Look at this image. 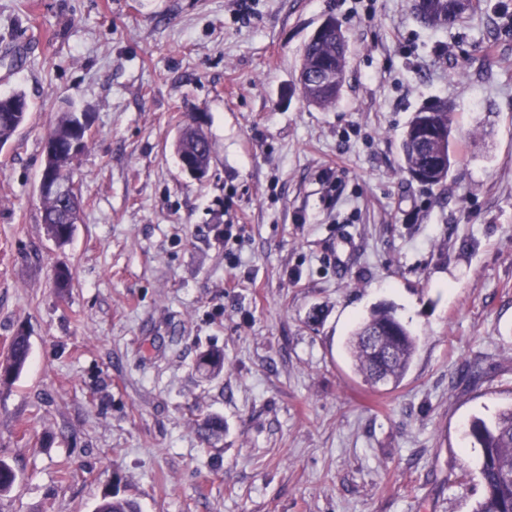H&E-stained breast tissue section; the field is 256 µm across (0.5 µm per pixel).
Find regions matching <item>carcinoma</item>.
Segmentation results:
<instances>
[{"label": "carcinoma", "instance_id": "cac0c4a2", "mask_svg": "<svg viewBox=\"0 0 512 512\" xmlns=\"http://www.w3.org/2000/svg\"><path fill=\"white\" fill-rule=\"evenodd\" d=\"M480 0H466L459 5L458 0H427L425 8L417 12L424 24L437 28H450L458 24L464 15L478 7ZM302 57L304 65L313 70L321 66H334L346 72L347 46L345 41L326 36L320 42L305 45ZM300 93L308 103L318 107H328L337 103L342 89L322 92L307 84L300 86ZM432 121L445 132L443 156H438L435 147L428 139L415 131L419 113L409 120L401 138L403 169L409 174L416 171H434L442 167V172H434L426 181L428 186H444L452 164L454 153L452 144L457 131L455 112L451 104L437 100L433 102ZM29 105L26 94L15 91L0 95V149L8 144L18 128L28 117ZM82 112L65 110L58 113L49 137L66 146L84 126ZM174 151L179 157H192L210 167L212 146L203 129L195 122L184 126L174 142ZM74 165L70 154L61 150L47 153L44 157L43 173L58 178L70 177ZM41 221L46 235L57 245L69 242L79 219L80 198L46 196L40 199ZM52 285L63 290L71 285V272L65 265L54 268ZM378 338L382 356H377L367 347L366 337ZM418 337L403 324L391 310L377 308L370 316L359 322L351 334L350 353L353 365L367 384H372L375 374L388 376V383L398 386L403 380L410 362L417 350ZM29 336L19 331L12 337L9 349L0 361V383H11L24 369L30 354ZM199 367L217 376L224 369V353L210 349L199 357ZM470 437L481 450L480 476L483 494L476 502L473 512H512V407L501 411L495 422L488 425L477 419L472 422ZM17 481L16 471L0 459V495L9 492ZM94 512H139L135 503L125 499H103Z\"/></svg>", "mask_w": 512, "mask_h": 512}]
</instances>
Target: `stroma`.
Here are the masks:
<instances>
[{
    "label": "stroma",
    "instance_id": "1",
    "mask_svg": "<svg viewBox=\"0 0 512 512\" xmlns=\"http://www.w3.org/2000/svg\"><path fill=\"white\" fill-rule=\"evenodd\" d=\"M329 16L348 62L320 108L299 53ZM16 89L31 110L0 149V358L20 330L31 356L0 385L18 474L0 512H471L464 431L512 406V0L447 29L410 0H0V94ZM435 99L461 129L443 187L399 148ZM70 105L93 139L60 247L39 183ZM194 120L201 181L173 150ZM377 307L419 338L394 389L348 352ZM211 348L217 376L197 366ZM207 415L224 421L208 442ZM343 86L334 90H324L322 92L310 87L307 84L300 86V93L303 99L309 104L318 107H328L337 103L342 93Z\"/></svg>",
    "mask_w": 512,
    "mask_h": 512
}]
</instances>
